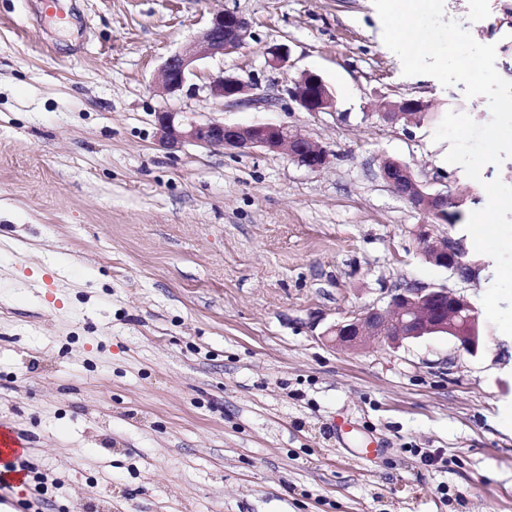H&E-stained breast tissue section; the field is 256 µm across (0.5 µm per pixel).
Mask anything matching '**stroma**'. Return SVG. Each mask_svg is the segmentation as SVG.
Here are the masks:
<instances>
[{"instance_id":"obj_1","label":"stroma","mask_w":512,"mask_h":512,"mask_svg":"<svg viewBox=\"0 0 512 512\" xmlns=\"http://www.w3.org/2000/svg\"><path fill=\"white\" fill-rule=\"evenodd\" d=\"M249 23L179 92L162 66L211 17ZM512 81V0H445ZM287 67L267 63L274 45ZM322 76L330 112L288 89ZM233 75L267 108L221 105ZM407 77L373 0H0V425L38 512H512V337L332 345L326 330L391 289L464 282L421 254L424 219L379 176L487 203L512 158L472 180L432 134L486 98ZM416 99L429 118L385 120ZM281 124L331 154L312 172L259 148L159 146L155 115ZM426 110L427 106L423 102L414 99H404L400 102L386 103L385 111L382 112V116L388 120H392L409 112H420V114L416 116V119L421 121L429 117L430 113L426 112Z\"/></svg>"}]
</instances>
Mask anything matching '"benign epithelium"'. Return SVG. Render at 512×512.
<instances>
[{
	"mask_svg": "<svg viewBox=\"0 0 512 512\" xmlns=\"http://www.w3.org/2000/svg\"><path fill=\"white\" fill-rule=\"evenodd\" d=\"M248 22L241 15L225 11L212 17L195 41L169 56L162 67L159 92L173 93L181 89L196 69L200 55L221 57L238 49L244 42ZM268 64L283 68L288 62V49L275 46L267 51ZM211 96L222 103L260 106L271 100L250 95V84L238 77L219 75L209 84ZM291 100L305 112H330L334 96L323 78L311 71L302 73L288 89ZM427 106L414 99L385 104L382 116L392 120L409 112H424ZM158 141L167 149L185 143H195L213 149L261 148L268 152H285L299 165L312 172L330 162V152L315 145L286 124L229 125L219 121L186 122L178 112L157 113ZM380 176L392 192L409 202L428 217L448 209V203L458 201L447 193H427L415 180L409 168L393 159L380 165ZM424 257L444 267L463 281L477 279L481 267L462 260L463 245L433 224H422L418 233ZM478 312L463 295L446 288L408 286L394 288L387 305H372L347 315L332 326L327 334L332 343L349 351L359 350L371 342L399 345L405 340L432 334H445L458 350L474 353L484 342L478 335Z\"/></svg>",
	"mask_w": 512,
	"mask_h": 512,
	"instance_id": "benign-epithelium-1",
	"label": "benign epithelium"
}]
</instances>
